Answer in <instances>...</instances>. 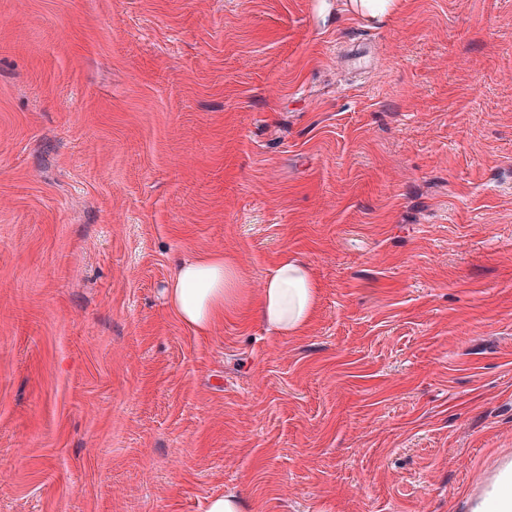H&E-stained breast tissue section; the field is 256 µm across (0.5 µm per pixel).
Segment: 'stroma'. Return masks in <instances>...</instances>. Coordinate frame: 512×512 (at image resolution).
Here are the masks:
<instances>
[{
	"label": "stroma",
	"instance_id": "1",
	"mask_svg": "<svg viewBox=\"0 0 512 512\" xmlns=\"http://www.w3.org/2000/svg\"><path fill=\"white\" fill-rule=\"evenodd\" d=\"M503 467L512 0H0V512H474ZM237 278L221 258L205 256L182 262L171 279L172 307L185 324L206 333L224 311V305L235 299ZM314 302L315 288L308 266L285 257L267 280L260 308L270 326L288 335L306 324Z\"/></svg>",
	"mask_w": 512,
	"mask_h": 512
}]
</instances>
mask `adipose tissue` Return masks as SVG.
<instances>
[{
    "label": "adipose tissue",
    "instance_id": "1",
    "mask_svg": "<svg viewBox=\"0 0 512 512\" xmlns=\"http://www.w3.org/2000/svg\"><path fill=\"white\" fill-rule=\"evenodd\" d=\"M236 273L214 257H197L175 269L169 290L179 318L197 332H208L236 297ZM315 302V288L306 264L284 259L272 272L263 290L260 308L265 321L283 334L306 324Z\"/></svg>",
    "mask_w": 512,
    "mask_h": 512
}]
</instances>
